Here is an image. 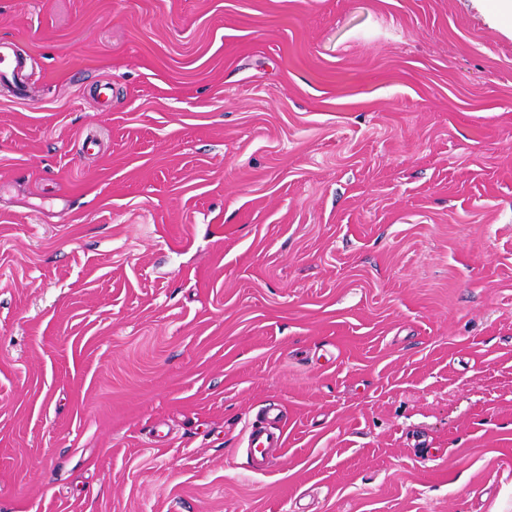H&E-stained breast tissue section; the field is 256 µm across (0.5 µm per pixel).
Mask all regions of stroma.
I'll return each mask as SVG.
<instances>
[{
    "label": "stroma",
    "instance_id": "stroma-1",
    "mask_svg": "<svg viewBox=\"0 0 512 512\" xmlns=\"http://www.w3.org/2000/svg\"><path fill=\"white\" fill-rule=\"evenodd\" d=\"M0 39V512H512L500 0H0ZM269 410L258 415L255 423H251L247 439L248 459L253 469H268L274 453L284 446V435L281 428H267L270 421Z\"/></svg>",
    "mask_w": 512,
    "mask_h": 512
}]
</instances>
